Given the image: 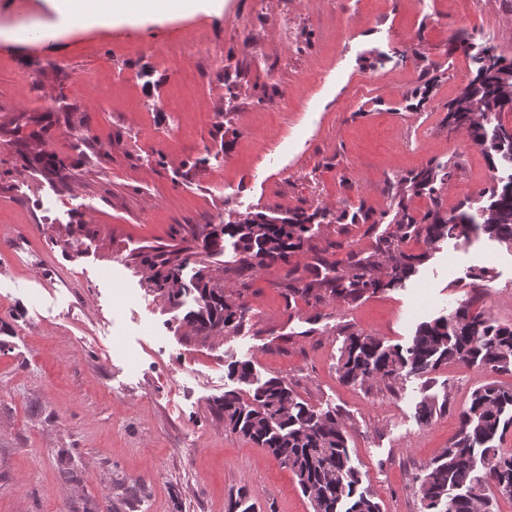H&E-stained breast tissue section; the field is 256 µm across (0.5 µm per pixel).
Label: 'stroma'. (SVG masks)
<instances>
[{"instance_id": "obj_1", "label": "stroma", "mask_w": 512, "mask_h": 512, "mask_svg": "<svg viewBox=\"0 0 512 512\" xmlns=\"http://www.w3.org/2000/svg\"><path fill=\"white\" fill-rule=\"evenodd\" d=\"M278 3L284 45L267 41L261 0H224L219 17L72 30L54 50L17 34L57 25L46 0H0V512H227L242 489L255 512H312L288 467L224 429L215 403L248 393L229 375L243 361L339 414L382 512H421L416 478L472 390L512 387V373L461 364L389 388L337 370L348 333L404 345L475 292L512 324V249L484 234L404 240L417 273L353 303L325 289L290 302L285 287L289 267L342 271L373 252L395 230L391 184L428 161L457 165L445 210L490 185L481 149L446 122L471 77L453 40L511 58L512 0ZM424 83L426 104L406 100ZM328 200L386 221L314 225L289 261L243 273L232 240L203 248L239 215ZM170 252L185 260L177 308L148 264ZM473 266L488 271L476 291ZM201 273L246 304L235 333H187ZM432 396L448 406L420 423Z\"/></svg>"}]
</instances>
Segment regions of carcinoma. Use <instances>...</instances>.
Here are the masks:
<instances>
[{"label":"carcinoma","mask_w":512,"mask_h":512,"mask_svg":"<svg viewBox=\"0 0 512 512\" xmlns=\"http://www.w3.org/2000/svg\"><path fill=\"white\" fill-rule=\"evenodd\" d=\"M467 54L472 77L460 94L448 103V125L466 133L472 144L486 155L490 169H512V134L505 131L502 115L512 112V58L488 55V45L470 43ZM456 165L430 162L420 170L401 177L394 186L396 232L382 238L375 251L360 256L349 253L348 270L323 263L311 271L313 279L298 289L288 283V295L326 288L336 297L354 302L364 293L394 288L415 272L423 256L407 254L401 243L411 236H425L433 244L454 240L470 242L471 233L482 230L508 247L512 246V174L508 180L492 179L479 192L484 204L474 208L465 200L444 213L440 191L450 180ZM426 193L431 208L417 218L408 207L415 194ZM366 224L379 220L361 208L347 217L317 207L312 212L295 211L287 216L248 213L222 225L205 239L204 248L221 246V237L233 240L247 264L265 260L283 262L299 252L314 224ZM153 275L157 290L178 307L184 292L179 279L182 261L162 258ZM194 290L198 310L186 315L196 333L212 335L234 331L247 311L242 303L227 299L224 289L201 273ZM474 298L458 305V322L437 317L418 325L411 341L403 346L386 344L364 332H351L341 348L338 372L351 383L392 384L405 375L425 376L443 365L461 363L495 373H512V325L500 324L484 312L472 310ZM229 375L252 386L244 399L236 391L224 392L218 403L224 427L257 445L285 464L303 493L316 494L313 512H381L368 489L361 487L358 470L352 465L347 436L336 413L316 410L299 400L278 378L264 381L255 377L249 362L230 366ZM266 408L255 410V404ZM447 401L425 398L419 405L423 423L445 410ZM459 433L416 478V494L423 512H494L495 494L512 499V452L501 444L512 430V387L488 382L470 395L459 415Z\"/></svg>","instance_id":"cac0c4a2"}]
</instances>
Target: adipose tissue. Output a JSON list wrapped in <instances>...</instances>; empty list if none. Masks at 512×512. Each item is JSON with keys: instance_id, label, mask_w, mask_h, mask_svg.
I'll return each mask as SVG.
<instances>
[{"instance_id": "adipose-tissue-1", "label": "adipose tissue", "mask_w": 512, "mask_h": 512, "mask_svg": "<svg viewBox=\"0 0 512 512\" xmlns=\"http://www.w3.org/2000/svg\"><path fill=\"white\" fill-rule=\"evenodd\" d=\"M59 23L39 32L38 40L58 41L71 29L102 25L135 27L145 22H162L198 13L221 14L224 0H48Z\"/></svg>"}]
</instances>
